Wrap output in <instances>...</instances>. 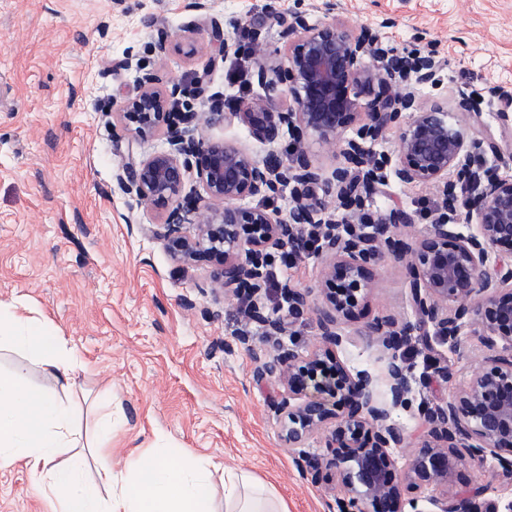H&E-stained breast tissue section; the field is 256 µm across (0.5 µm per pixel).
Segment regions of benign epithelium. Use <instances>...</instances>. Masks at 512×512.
<instances>
[{
  "instance_id": "benign-epithelium-1",
  "label": "benign epithelium",
  "mask_w": 512,
  "mask_h": 512,
  "mask_svg": "<svg viewBox=\"0 0 512 512\" xmlns=\"http://www.w3.org/2000/svg\"><path fill=\"white\" fill-rule=\"evenodd\" d=\"M314 9L316 21L295 10L284 22L283 53L269 49L265 25L250 28L254 75L269 89L285 87V112H272L255 97L227 113L226 98L206 94L201 81L190 90L176 82L163 90L159 76L143 74L138 94L119 105L116 118L136 138L160 134L168 148L138 162L118 153L113 179L129 209L162 211L149 232L183 270L217 260L212 294L247 300L246 321L264 327L268 339L267 348L254 353L253 378H274L284 387L274 404L280 440L302 448L324 437L325 453L303 459L304 468L315 479L327 475L339 510L406 512L408 505L418 512L392 477L393 451L408 441L394 411L408 406L416 382L406 364L409 348L421 347L426 372L445 380L453 366L433 342L456 348L468 329L491 354L458 395L421 406L424 435L407 487L446 486L487 456L512 450V176L475 164L491 154L509 169L512 152L487 134L479 105L464 90H457L455 104L466 122L423 98L421 88L434 83L444 65L436 43L401 52L369 26L337 23L338 0H321ZM186 94L205 100L207 111L180 109ZM229 115L270 147L265 158L203 135L204 126ZM285 129L295 131L296 142L281 159L272 146ZM393 129L395 160L381 162L374 146ZM312 139L339 150L343 162L324 171L311 153ZM193 168L200 196L183 194ZM390 178L437 194L439 205L421 233H405L416 224L407 211L368 212L370 195ZM285 190L287 212L264 205ZM247 199L260 203L249 206ZM309 236L322 262L318 287L286 288L288 318L274 317L261 301L271 256L305 251ZM387 258L407 270L415 321L386 316L361 330L387 356L380 399L370 371L353 373L323 349L342 345L341 325L355 317ZM309 311L317 316L315 343L300 352L282 337ZM336 397L345 403L341 413ZM484 493L477 486L467 496L429 503L434 512H499L482 501Z\"/></svg>"
}]
</instances>
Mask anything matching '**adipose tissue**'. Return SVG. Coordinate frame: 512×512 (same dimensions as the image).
Masks as SVG:
<instances>
[{
  "instance_id": "obj_1",
  "label": "adipose tissue",
  "mask_w": 512,
  "mask_h": 512,
  "mask_svg": "<svg viewBox=\"0 0 512 512\" xmlns=\"http://www.w3.org/2000/svg\"><path fill=\"white\" fill-rule=\"evenodd\" d=\"M9 344L31 350L56 389L0 372V461L25 460L54 512H220L211 482L216 464L208 459L133 451L124 469L104 463L86 479L73 427L82 404L56 394L69 387L77 368L65 342L47 323L15 307L0 308V346Z\"/></svg>"
}]
</instances>
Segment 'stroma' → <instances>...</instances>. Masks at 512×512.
<instances>
[{"label": "stroma", "instance_id": "1", "mask_svg": "<svg viewBox=\"0 0 512 512\" xmlns=\"http://www.w3.org/2000/svg\"><path fill=\"white\" fill-rule=\"evenodd\" d=\"M337 22L367 25L399 50L436 41L445 61L431 101L453 100L458 88L484 96L482 119L502 149H512V0H341ZM313 0H210L203 12L185 0H0V305L24 306L63 336L77 362L74 393L83 412L79 432L107 413L118 415L107 459L122 465L129 449H174L221 463L216 495L234 481L240 495L263 489L277 512H336L325 484L298 465L324 453L321 439L285 447L272 411L283 387L255 382L252 351L265 347L263 329L247 323L241 300L215 298L210 266L182 271L162 241L147 232L159 212L129 211L113 192L116 143L136 158L163 147L161 137L132 139L113 115L156 73L231 102L266 96L271 111L288 97L264 92L249 56V28L261 22L271 48L285 49L283 28L268 12L287 16ZM228 30V53L211 50L212 23ZM167 38L168 51L156 44ZM128 68H120L122 60ZM422 186L388 182L368 209L401 208L418 224L436 207ZM389 314L414 320L405 268L385 260L357 319L343 324L335 353L367 369L385 392L386 356L359 330ZM247 332L249 345L236 337ZM463 352L439 348L455 368L449 380L424 379V357L405 358L418 382L412 404L395 418L410 436L395 450V477L404 479L423 436L420 403L442 404L464 388L488 356L482 337L464 333ZM467 478L486 490L488 504L512 500V476L488 460ZM0 512H49L24 461L0 463Z\"/></svg>", "mask_w": 512, "mask_h": 512}]
</instances>
